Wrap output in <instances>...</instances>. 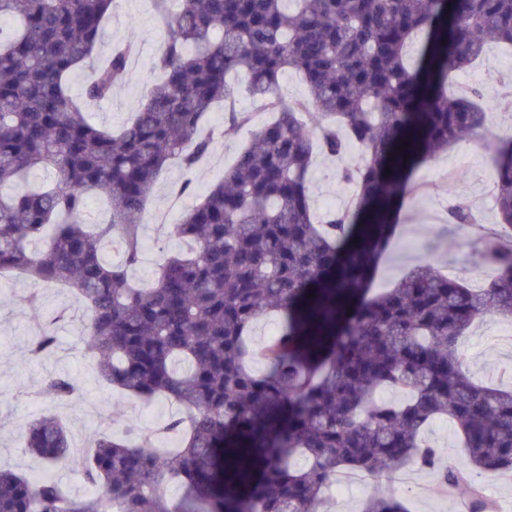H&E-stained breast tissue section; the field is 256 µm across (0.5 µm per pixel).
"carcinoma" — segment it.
<instances>
[{
	"mask_svg": "<svg viewBox=\"0 0 512 512\" xmlns=\"http://www.w3.org/2000/svg\"><path fill=\"white\" fill-rule=\"evenodd\" d=\"M164 39L159 78L133 120L92 123L89 101L112 95L135 47L115 41L81 95L116 0H0V272L68 286L88 316L83 333L97 375L120 391L186 411L162 432L129 441L98 434L77 454L66 424L40 416L26 450L50 470L80 473L91 495L56 477L0 470V512H316L331 478L413 465L454 491L469 473L421 443L449 419L469 466L512 469V390L462 371L459 340L492 314L512 318V138L492 153L499 266L471 288L429 262L370 294L374 263L396 230L389 214L420 190L408 172L463 137L484 141L476 88L448 90L492 40L512 47V0H152ZM416 52L409 66V51ZM298 73L307 97L287 101L280 77ZM231 75L247 81L258 126L224 178L172 225L169 250L141 288L147 203L168 162L190 172L214 143L206 130ZM407 146H402V143ZM357 146L361 165L341 172L350 205L315 220V154ZM53 171L40 184L30 176ZM104 193L109 217L86 222ZM448 223L478 226L458 202ZM117 244L112 263L106 248ZM278 314L282 332L254 348V325ZM52 323H37L28 353L50 355ZM264 366L258 372L251 361ZM78 381L56 372L42 391L58 400ZM391 390L401 400H384ZM170 481L188 494H167ZM362 512H410L373 494Z\"/></svg>",
	"mask_w": 512,
	"mask_h": 512,
	"instance_id": "obj_1",
	"label": "carcinoma"
}]
</instances>
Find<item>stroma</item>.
Instances as JSON below:
<instances>
[{
    "label": "stroma",
    "mask_w": 512,
    "mask_h": 512,
    "mask_svg": "<svg viewBox=\"0 0 512 512\" xmlns=\"http://www.w3.org/2000/svg\"><path fill=\"white\" fill-rule=\"evenodd\" d=\"M108 35L136 44L137 52L129 64L125 82L118 85L110 98L86 105L94 121L108 128L124 124L143 101L153 76V65L160 47V26L151 0H118L108 22ZM512 78V53L499 45H488L476 68L456 73L453 87L477 84L491 108L487 116L490 134L505 138L512 131V111H503L498 102L507 92ZM234 109L253 115L251 124L229 128L223 105H216L209 117L215 131V145L193 171L170 163L161 173L154 196L150 199L144 229L147 257L132 272L131 279L144 282L151 278L162 260L157 242L177 248V240L169 238L168 223L157 221L175 189L185 180H193L198 191H206L224 176L250 139L255 126L268 115L256 111L246 90L233 98ZM491 145L463 141L437 154L414 170L413 182L422 184L423 192L406 198L396 213V236L380 259L375 272L374 289L387 288L398 282L409 268L423 259L431 260L441 270L453 273L464 282H471L481 258L472 246L469 228L448 221V205L457 197L466 199L480 213L484 223L497 220L493 196ZM340 160L318 158L310 170L314 208L318 215L346 208L353 196L351 185L340 181ZM38 288L41 313L49 317L61 315L56 326L57 343L54 352L35 359L26 353L31 331L30 311L22 300L31 288ZM86 311L82 302L71 292L56 284L34 285L27 277L10 273L0 276V468L28 476H37L42 466L25 450V430L28 423L43 414H55L66 423L74 449L87 446L90 434L111 431L122 435L126 421L140 416L142 425L160 426L176 406L159 400L146 405L121 395L100 380L91 369V359L82 344ZM508 320L494 316L473 326L460 339L464 366L468 375L479 382L501 386L512 379V345L502 339ZM67 371L80 381V394L71 402L61 403L40 394L43 379L54 372ZM25 380V390H18V380ZM419 493H412L394 475L379 478L340 493L328 492L319 512H360L367 496L385 492L407 501L411 512H449L451 498L465 499L467 487L456 489L454 495L442 491L435 474L428 470H413Z\"/></svg>",
    "instance_id": "1"
}]
</instances>
